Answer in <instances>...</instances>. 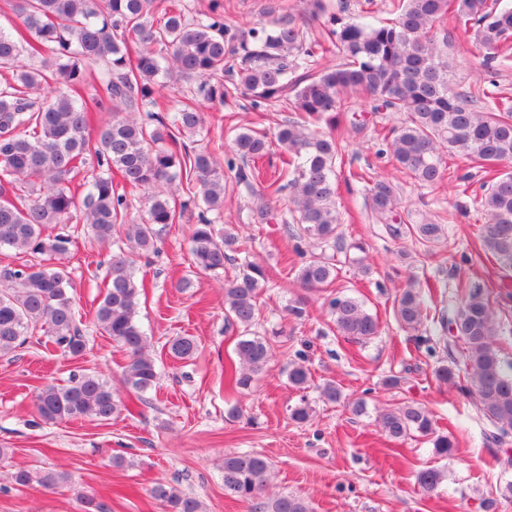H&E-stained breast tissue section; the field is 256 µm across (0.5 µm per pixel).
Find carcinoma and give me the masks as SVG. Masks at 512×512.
Here are the masks:
<instances>
[{
    "label": "carcinoma",
    "instance_id": "cac0c4a2",
    "mask_svg": "<svg viewBox=\"0 0 512 512\" xmlns=\"http://www.w3.org/2000/svg\"><path fill=\"white\" fill-rule=\"evenodd\" d=\"M5 6L21 27L14 35L0 29V66H13L25 46L33 55L47 52L49 57L38 68L16 71L0 87V249L64 255L73 243L68 220L80 210L95 241L112 246L109 280L95 321L126 354L121 383L137 394L154 389L159 372L137 320L140 290L132 256L157 253L165 227L192 209L198 223L189 245L200 271L222 276L231 254H243L241 270L224 283V320L241 329L235 344L238 363L229 366V380L238 389H248L271 363L269 341L252 328L261 319L258 299L272 274L240 249L231 228H219L206 217L224 206V170L250 191L260 177L258 161L272 144L288 154L279 176L253 200L251 212L257 223H270L269 201L289 192L297 224L290 234L297 241L298 278L307 292L335 287L339 270L334 257L306 251L301 242L339 253L349 247L365 251L361 243L345 246L336 235L341 223L336 113L351 111L352 95L369 99L373 112L407 113L402 125L382 136L379 153L419 185L433 188L442 182L446 155L464 157L487 170L490 177L481 185L479 200L484 213L481 243L500 269L512 271V100L496 97L480 84L465 93L455 91L446 28L449 21L471 27L487 68L512 58V6H501L499 0H398L391 21L372 24L348 15L344 5L335 12L328 0H308L311 17L325 18L313 37L306 21L285 8L243 31L224 20L221 0H210L208 12L197 17L171 4L158 23L151 17L152 0H5ZM331 47L345 62L306 73ZM87 60L104 64L101 92L89 97L84 95ZM50 79L55 82L50 94L32 98L31 92ZM192 81L197 82L192 97L179 99L181 83ZM290 91L297 119L281 125L273 138L252 128L234 129L225 144L232 153L225 167L212 152L193 151L178 140L180 135H196L204 125L202 99L223 103L241 95L258 111ZM164 98L178 102L173 115L147 110ZM107 105L112 120L94 137L90 114ZM88 155L96 158L101 171L79 201L71 185ZM364 178L371 210L387 219L401 204L397 186L379 175L359 176ZM37 180L46 190L34 195L29 187ZM127 188L142 192L146 201L145 214L133 224L125 223ZM51 226L56 233H47ZM402 226L428 247L445 237L444 225L432 221L407 224L401 219L389 230L399 236ZM72 288L63 267L35 263L1 268L0 355L24 345L30 328L37 326L63 355H83L86 337L75 316ZM328 304L340 335L358 343L378 336L379 320L361 301L338 293ZM426 310L421 287L408 279L395 310L397 322L415 332L427 318ZM441 326L449 332L445 348H460L470 379L465 392L494 427L485 441L497 443L512 434V360L502 356L494 304L481 288H461ZM197 351L198 343L189 335L168 342L169 355L176 360L189 361ZM435 377L454 386L460 369L442 364ZM310 380L305 365H288L293 388L304 391ZM34 408L47 423L104 422L127 405L106 380L75 374L64 386L43 385ZM376 421L392 440L428 439L437 457L455 450L448 435L436 431L433 414L424 406L390 407ZM271 468L260 453L224 455V495L251 504L253 512H312L296 495H267ZM443 479V471L436 468L416 474L425 492L434 491ZM12 480L18 486L35 481L52 489L66 477L52 470L18 468ZM150 494L166 512H203L197 498L174 486L158 483ZM81 503L82 512H112V505L95 494L81 496Z\"/></svg>",
    "mask_w": 512,
    "mask_h": 512
}]
</instances>
